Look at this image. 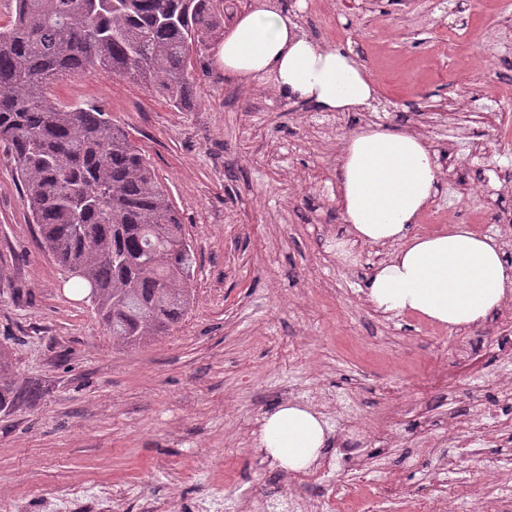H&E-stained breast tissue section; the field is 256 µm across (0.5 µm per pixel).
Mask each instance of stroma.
I'll return each instance as SVG.
<instances>
[{"label":"stroma","mask_w":512,"mask_h":512,"mask_svg":"<svg viewBox=\"0 0 512 512\" xmlns=\"http://www.w3.org/2000/svg\"><path fill=\"white\" fill-rule=\"evenodd\" d=\"M300 26L351 47L381 93L363 112H319L271 84L225 79L214 35L182 110L132 81L90 71L55 97L106 111L144 153L196 252L193 303L167 335L113 344L86 291L45 250L14 161L0 147V344L18 387L40 397L0 412V504L42 512L44 492L103 484L131 512L148 498L193 502L202 487L233 502L262 494L278 466L258 450L281 404L351 392L369 444L356 464L341 443L343 413L326 418L321 455L336 467L322 493L363 482L370 496L337 512H406L442 497L456 512L494 501L512 512V438L481 436L507 413L512 305L457 330L364 299L393 246L332 248L346 237L336 200L340 139L366 123L413 127L445 173L428 212L494 235L512 261V145L501 109L512 101V9L500 0H285ZM482 448L449 474L430 446L453 452L455 419Z\"/></svg>","instance_id":"1"}]
</instances>
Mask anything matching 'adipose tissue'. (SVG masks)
<instances>
[{
    "label": "adipose tissue",
    "instance_id": "obj_1",
    "mask_svg": "<svg viewBox=\"0 0 512 512\" xmlns=\"http://www.w3.org/2000/svg\"><path fill=\"white\" fill-rule=\"evenodd\" d=\"M216 57L225 78L269 81L287 99L321 112H360L379 94L353 49L313 39L278 0H251L225 29ZM440 185L441 166L423 137L397 125L359 126L338 158L336 198L348 235L335 249L347 258L358 243H398L367 279L368 301L385 314L467 327L485 321L512 294V263L495 237L465 224L444 233L414 232ZM326 439L318 414L294 403L261 426L262 447L291 471L307 469Z\"/></svg>",
    "mask_w": 512,
    "mask_h": 512
}]
</instances>
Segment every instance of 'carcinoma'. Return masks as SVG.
<instances>
[{
  "label": "carcinoma",
  "instance_id": "1",
  "mask_svg": "<svg viewBox=\"0 0 512 512\" xmlns=\"http://www.w3.org/2000/svg\"><path fill=\"white\" fill-rule=\"evenodd\" d=\"M223 26V0H15L13 20L0 25V142L44 248L93 291L120 346L161 336L185 315L196 256L128 134L105 111L62 104L48 89L98 70L186 108L194 60ZM28 399L0 348V412Z\"/></svg>",
  "mask_w": 512,
  "mask_h": 512
}]
</instances>
